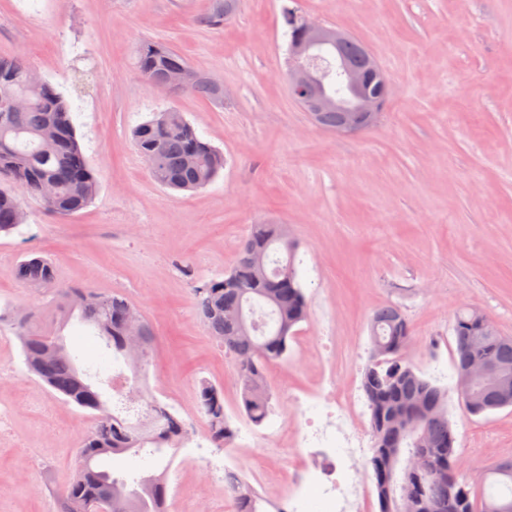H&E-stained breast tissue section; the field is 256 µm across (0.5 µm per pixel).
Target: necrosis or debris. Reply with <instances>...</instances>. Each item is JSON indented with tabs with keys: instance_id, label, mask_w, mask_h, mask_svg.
Returning a JSON list of instances; mask_svg holds the SVG:
<instances>
[{
	"instance_id": "4bbe7bcc",
	"label": "necrosis or debris",
	"mask_w": 512,
	"mask_h": 512,
	"mask_svg": "<svg viewBox=\"0 0 512 512\" xmlns=\"http://www.w3.org/2000/svg\"><path fill=\"white\" fill-rule=\"evenodd\" d=\"M363 399L352 386L337 389L324 382L318 404L297 400V414L285 435L299 457L291 471L267 469V489H280L279 512H306L300 493L309 485L319 497L323 512H364L369 491L350 473L351 462L363 455L361 420Z\"/></svg>"
}]
</instances>
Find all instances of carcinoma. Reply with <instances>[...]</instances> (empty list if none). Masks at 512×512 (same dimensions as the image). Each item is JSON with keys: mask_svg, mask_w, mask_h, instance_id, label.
<instances>
[{"mask_svg": "<svg viewBox=\"0 0 512 512\" xmlns=\"http://www.w3.org/2000/svg\"><path fill=\"white\" fill-rule=\"evenodd\" d=\"M238 8L239 0H211L203 22L212 28L221 27ZM136 57L138 70L149 84L163 88L171 72L181 70L186 76L181 89L217 105L224 103V91L179 53L143 42L136 49ZM336 57L351 68L370 67L354 40L328 46L318 57L304 54L291 62L306 65L329 84ZM17 95L28 100L23 111H12L7 106ZM342 120L341 112H320L317 125L334 131ZM132 139L152 178L165 188H203L224 170V153L203 140L174 109L152 113L151 118L133 128ZM49 181L55 185L56 195L47 201L42 197V185ZM15 187L39 200L47 210L69 217L91 203L98 184L79 143L72 106L65 95L39 76L23 57L0 56V233L6 235L23 224V203L13 191ZM247 246L263 257L264 265L248 259ZM297 250L298 244L285 225L253 224L224 278H213L194 288L203 323L235 357L244 415L255 425L262 424L271 411L267 368L288 360L296 326L308 316L307 298L298 281ZM15 276L31 288H50L56 280L53 265L41 256L21 261ZM67 293L73 297L80 319L94 326L112 355H124L126 326L133 317L140 321L144 343L152 344V329L125 297L106 295L98 302L91 291L72 288ZM486 318L488 315L474 309L455 315V373H460L472 355L488 356L512 371V337L486 333L482 328ZM13 325L28 372L64 396L66 403L97 412V425L81 441V466L63 490L59 512H95L111 487H128L126 480L97 466L102 456L132 449L139 452L148 444L155 453L165 445L179 447L185 423L167 406L156 400L149 402L146 427L142 429L126 423L111 413L66 348L54 355L46 353L53 337L34 330L26 316L14 317ZM369 328L370 355L362 388L370 410L373 454L365 467L371 473L380 512H428L430 505L433 512H497L495 505L506 502L512 506V460H502L494 469L499 483L507 488L505 493L480 492L459 481L460 454L448 419V390L406 359L405 346L412 331L401 308L393 303L380 306L371 314ZM458 397L474 416L501 409L495 403L494 392L480 384ZM196 405L207 419L210 440L219 448L230 445L236 430L224 410L223 390L201 384ZM423 453L434 471L404 467L402 475H397L401 461ZM228 489L234 495L236 512H258L260 497L255 490L240 480L228 483ZM129 495L135 508L114 507L112 512H168L167 483L162 475L149 487L134 479Z\"/></svg>", "mask_w": 512, "mask_h": 512, "instance_id": "cac0c4a2", "label": "carcinoma"}]
</instances>
